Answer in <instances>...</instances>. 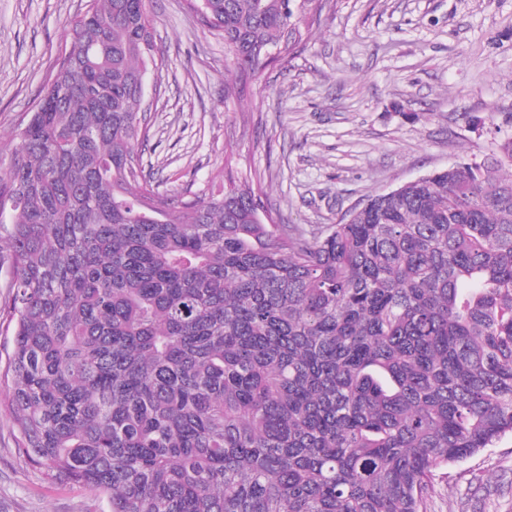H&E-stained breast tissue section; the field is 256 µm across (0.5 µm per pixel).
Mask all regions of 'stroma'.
I'll return each instance as SVG.
<instances>
[{"mask_svg": "<svg viewBox=\"0 0 512 512\" xmlns=\"http://www.w3.org/2000/svg\"><path fill=\"white\" fill-rule=\"evenodd\" d=\"M87 0H0V169L69 50ZM163 65L148 75L144 171L159 193L261 180L273 223L336 224L373 194L479 160L512 134V0H327L261 82L225 70L224 39L186 0H150ZM233 86L226 94L225 86ZM0 406V512H109L16 452ZM427 512H512V436L435 470Z\"/></svg>", "mask_w": 512, "mask_h": 512, "instance_id": "stroma-1", "label": "stroma"}]
</instances>
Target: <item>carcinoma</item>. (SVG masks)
I'll return each mask as SVG.
<instances>
[{"label": "carcinoma", "instance_id": "cac0c4a2", "mask_svg": "<svg viewBox=\"0 0 512 512\" xmlns=\"http://www.w3.org/2000/svg\"><path fill=\"white\" fill-rule=\"evenodd\" d=\"M260 80L324 0H188ZM0 175L17 452L111 512H425L512 435V135L309 234L154 192L147 0H88Z\"/></svg>", "mask_w": 512, "mask_h": 512}]
</instances>
